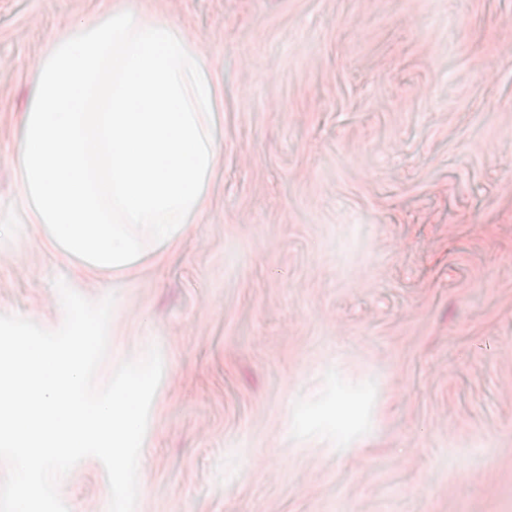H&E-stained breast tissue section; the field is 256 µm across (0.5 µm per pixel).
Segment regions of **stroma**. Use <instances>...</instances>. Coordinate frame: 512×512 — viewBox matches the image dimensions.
I'll return each mask as SVG.
<instances>
[{
  "mask_svg": "<svg viewBox=\"0 0 512 512\" xmlns=\"http://www.w3.org/2000/svg\"><path fill=\"white\" fill-rule=\"evenodd\" d=\"M0 0V314L114 295L105 384L158 347L136 512H512V0H127L216 74L209 206L82 280L17 205L49 40ZM108 512L102 463L59 483Z\"/></svg>",
  "mask_w": 512,
  "mask_h": 512,
  "instance_id": "1",
  "label": "stroma"
}]
</instances>
